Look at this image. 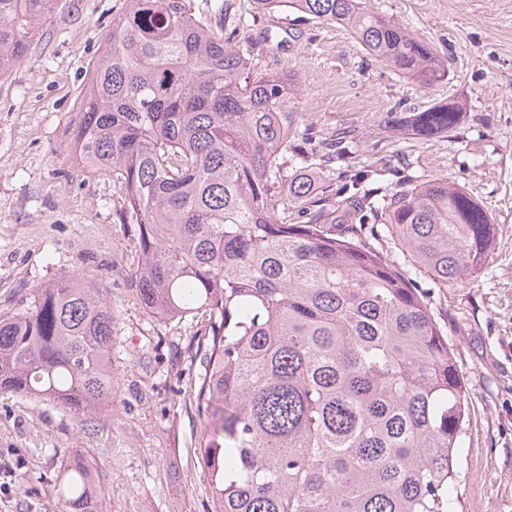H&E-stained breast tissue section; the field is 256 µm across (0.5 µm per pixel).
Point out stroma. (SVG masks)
<instances>
[{"label": "stroma", "mask_w": 512, "mask_h": 512, "mask_svg": "<svg viewBox=\"0 0 512 512\" xmlns=\"http://www.w3.org/2000/svg\"><path fill=\"white\" fill-rule=\"evenodd\" d=\"M429 42L448 67L426 88L370 56L336 22L291 9L255 14L237 0V34L266 70L300 79L298 102L323 134L348 128L357 144L330 166L301 165L317 188L376 163L382 185L445 176L493 217V254L463 288H429L470 408L459 469L458 512H512V0H367ZM127 0H58L25 62L0 77V315L34 291L82 276L103 291L118 323L112 405L94 421L35 396L0 390V512H60L63 452L96 465L105 512H210L200 459L208 429L191 384L203 366V318L159 321L139 303L129 267L137 227L122 224L110 178L72 170L67 130L92 63ZM459 103L454 136L420 138L387 112Z\"/></svg>", "instance_id": "obj_1"}]
</instances>
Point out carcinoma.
I'll return each mask as SVG.
<instances>
[{
	"instance_id": "carcinoma-1",
	"label": "carcinoma",
	"mask_w": 512,
	"mask_h": 512,
	"mask_svg": "<svg viewBox=\"0 0 512 512\" xmlns=\"http://www.w3.org/2000/svg\"><path fill=\"white\" fill-rule=\"evenodd\" d=\"M129 0L94 61L69 127L84 173L106 176L139 227L130 280L159 321L206 318L195 401L213 512H457L468 400L418 285L367 236L399 250L434 288L473 280L497 225L467 189L434 177L369 191L377 165L345 175L330 207L288 156L342 159L354 139L304 125L293 74L257 69L236 41V0ZM332 20L391 69L431 87L434 48L363 0H254ZM55 0H0V76L27 57ZM452 134L459 107L407 116ZM300 221L288 224L280 214ZM118 317L81 278L37 289L0 316V389L92 420L112 403ZM57 476L62 512H104L78 449Z\"/></svg>"
}]
</instances>
